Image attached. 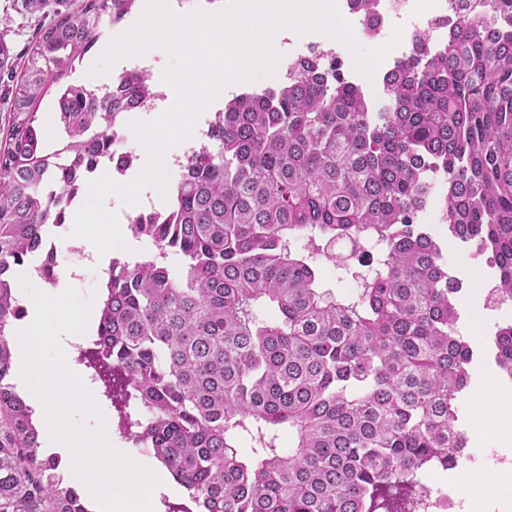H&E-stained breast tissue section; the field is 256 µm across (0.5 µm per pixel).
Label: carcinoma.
I'll return each instance as SVG.
<instances>
[{
	"label": "carcinoma",
	"mask_w": 512,
	"mask_h": 512,
	"mask_svg": "<svg viewBox=\"0 0 512 512\" xmlns=\"http://www.w3.org/2000/svg\"><path fill=\"white\" fill-rule=\"evenodd\" d=\"M138 2L55 10L21 54L0 41V512H87L7 382L15 275L64 223L74 176L125 145L115 131L144 85L73 74ZM51 94L55 148L37 124ZM384 96L374 111L312 59L235 96L162 215L133 225L156 253L112 260L81 363L119 434L189 492L194 507L169 512H418L419 475L461 461L476 349L457 329L463 288L413 219L442 175L448 236L490 254L512 300V32L466 17L439 54L401 62ZM363 243L384 248L365 271L336 251ZM324 260L356 288L337 295ZM493 343L511 376L512 320Z\"/></svg>",
	"instance_id": "cac0c4a2"
}]
</instances>
